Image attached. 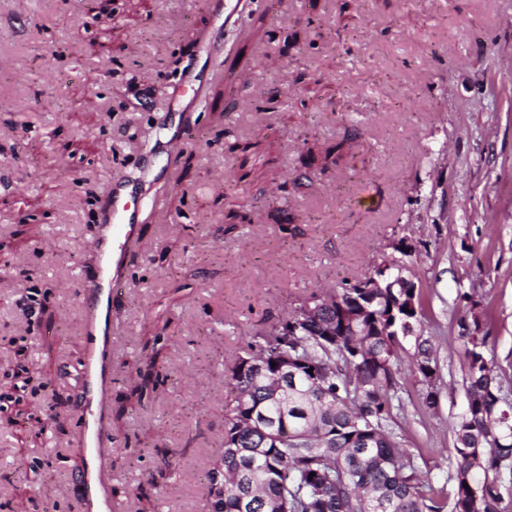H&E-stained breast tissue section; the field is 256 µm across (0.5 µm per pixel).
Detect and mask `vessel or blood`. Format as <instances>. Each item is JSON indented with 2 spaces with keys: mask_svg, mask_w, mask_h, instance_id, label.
I'll use <instances>...</instances> for the list:
<instances>
[{
  "mask_svg": "<svg viewBox=\"0 0 512 512\" xmlns=\"http://www.w3.org/2000/svg\"><path fill=\"white\" fill-rule=\"evenodd\" d=\"M110 205L102 222L86 240V250L97 262L80 268L83 302L78 334L83 346L79 380L80 415L75 441L83 464L73 482L82 512H116L110 487L112 435L109 428V396L112 390V309L124 286V272L134 255L130 244L136 234L135 197L121 183L103 188Z\"/></svg>",
  "mask_w": 512,
  "mask_h": 512,
  "instance_id": "b4317fda",
  "label": "vessel or blood"
}]
</instances>
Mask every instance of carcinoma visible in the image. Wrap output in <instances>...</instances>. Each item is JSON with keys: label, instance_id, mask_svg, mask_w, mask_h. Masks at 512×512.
Listing matches in <instances>:
<instances>
[{"label": "carcinoma", "instance_id": "cac0c4a2", "mask_svg": "<svg viewBox=\"0 0 512 512\" xmlns=\"http://www.w3.org/2000/svg\"><path fill=\"white\" fill-rule=\"evenodd\" d=\"M314 318L284 336L248 344L229 373L232 407L219 468L208 474L210 512H501V470L512 461V398L486 357L481 314L461 319L467 406L454 432L452 497H426L418 466L401 449L391 391L406 326L396 289L343 288L312 296ZM341 335L324 336L329 320ZM293 359L283 390L270 363ZM269 363L264 371L245 365ZM414 371L437 405L441 372L433 346L415 343Z\"/></svg>", "mask_w": 512, "mask_h": 512}]
</instances>
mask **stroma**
Returning <instances> with one entry per match:
<instances>
[{"label":"stroma","instance_id":"35a3bbf8","mask_svg":"<svg viewBox=\"0 0 512 512\" xmlns=\"http://www.w3.org/2000/svg\"><path fill=\"white\" fill-rule=\"evenodd\" d=\"M237 11L0 0V512H80L77 275L109 178L138 196L112 313L120 512H208L237 356L398 246L443 373L427 409L400 356L399 437L426 494L446 484L467 403L462 294L485 306L512 389V0ZM179 130L192 141L171 169L160 145ZM151 341L164 382L145 389Z\"/></svg>","mask_w":512,"mask_h":512}]
</instances>
